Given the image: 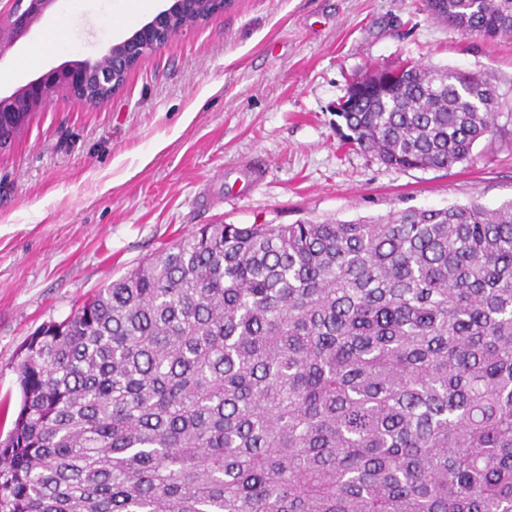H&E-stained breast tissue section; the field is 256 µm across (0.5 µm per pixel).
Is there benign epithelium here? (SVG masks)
I'll use <instances>...</instances> for the list:
<instances>
[{
  "instance_id": "obj_1",
  "label": "benign epithelium",
  "mask_w": 512,
  "mask_h": 512,
  "mask_svg": "<svg viewBox=\"0 0 512 512\" xmlns=\"http://www.w3.org/2000/svg\"><path fill=\"white\" fill-rule=\"evenodd\" d=\"M57 0H13L11 10L0 14V55L10 49L38 22ZM196 0H173L131 36L110 45L96 59H85L53 68L9 96H0V151L11 146L19 130L28 126L31 115L43 108L59 87L88 105L107 102L91 93V87L109 88L116 78L130 71L145 50L156 49L172 37L187 33L190 25L175 27L174 19L195 11Z\"/></svg>"
}]
</instances>
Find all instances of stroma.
Listing matches in <instances>:
<instances>
[{
  "instance_id": "1",
  "label": "stroma",
  "mask_w": 512,
  "mask_h": 512,
  "mask_svg": "<svg viewBox=\"0 0 512 512\" xmlns=\"http://www.w3.org/2000/svg\"><path fill=\"white\" fill-rule=\"evenodd\" d=\"M114 0H63L0 56L12 70L47 24L75 34L50 68L96 57L143 21ZM406 60L482 77L499 130L469 160L398 169L340 146L332 106L351 78ZM512 200V39L433 19L423 0H236L132 68L99 107L58 96L0 153V441L19 410L24 341L203 224L384 218L409 208Z\"/></svg>"
}]
</instances>
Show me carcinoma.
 <instances>
[{
  "label": "carcinoma",
  "instance_id": "1",
  "mask_svg": "<svg viewBox=\"0 0 512 512\" xmlns=\"http://www.w3.org/2000/svg\"><path fill=\"white\" fill-rule=\"evenodd\" d=\"M512 37V0H424ZM339 145L446 169L495 89L369 68ZM0 512H512V202L204 224L37 329Z\"/></svg>",
  "mask_w": 512,
  "mask_h": 512
}]
</instances>
